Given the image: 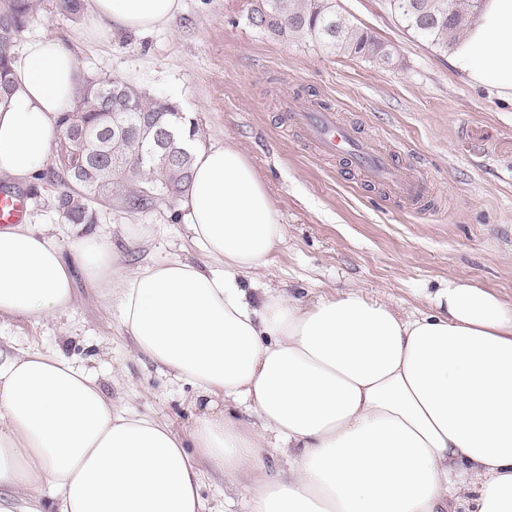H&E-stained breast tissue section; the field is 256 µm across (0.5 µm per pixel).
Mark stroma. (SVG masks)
I'll return each instance as SVG.
<instances>
[{
	"label": "stroma",
	"mask_w": 512,
	"mask_h": 512,
	"mask_svg": "<svg viewBox=\"0 0 512 512\" xmlns=\"http://www.w3.org/2000/svg\"><path fill=\"white\" fill-rule=\"evenodd\" d=\"M252 0H181L164 28L93 37L83 20L44 0L24 43L62 39L88 77L121 78L148 96L176 101L198 119L203 143H233L267 184L285 240L263 281L304 299L349 289L406 315L428 312L425 290L471 281L512 298V102L476 87L450 57L403 30L386 0H336V8L386 45L389 65L322 50L251 25ZM336 109L360 136L402 146L401 161L432 187L434 209L417 211L364 181L341 158L316 156L287 130L283 100ZM50 169L0 188L27 193L28 226L66 243L74 235L54 209ZM123 270L173 259L205 264L178 203L128 212L106 207L95 226ZM75 299L54 319L0 315V355L53 349L94 370L117 409L149 413L188 434L209 414L206 399L133 351L116 300L75 271ZM207 512H249L252 482L202 466Z\"/></svg>",
	"instance_id": "obj_1"
}]
</instances>
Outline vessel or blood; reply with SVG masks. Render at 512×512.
Segmentation results:
<instances>
[{"label": "vessel or blood", "mask_w": 512, "mask_h": 512, "mask_svg": "<svg viewBox=\"0 0 512 512\" xmlns=\"http://www.w3.org/2000/svg\"><path fill=\"white\" fill-rule=\"evenodd\" d=\"M287 120L317 154L345 158L368 182L383 186L391 198L416 207L427 199L428 183L403 166L396 151L362 140L334 109L314 105L301 110L292 106ZM26 200L20 192H0V224L23 223Z\"/></svg>", "instance_id": "vessel-or-blood-1"}]
</instances>
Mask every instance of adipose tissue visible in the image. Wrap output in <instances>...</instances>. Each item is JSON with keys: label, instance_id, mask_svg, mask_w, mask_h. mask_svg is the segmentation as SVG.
<instances>
[{"label": "adipose tissue", "instance_id": "1", "mask_svg": "<svg viewBox=\"0 0 512 512\" xmlns=\"http://www.w3.org/2000/svg\"><path fill=\"white\" fill-rule=\"evenodd\" d=\"M179 10L180 0H91L88 32H149ZM450 63L512 98V0H483ZM76 82L60 41L28 45L0 108V175L25 182L44 169ZM181 208L212 267L175 259L121 275L97 234L63 245L21 224L0 229V315L68 310L79 266L115 286L137 353L253 423L214 412L185 438L117 410L61 351L22 352L0 363V512H204L202 460L251 477V512H447L461 500L467 512H512V303L456 279L418 316L357 289L307 301L245 287L285 226L230 143L194 147ZM272 446L287 452V475L267 476Z\"/></svg>", "mask_w": 512, "mask_h": 512}]
</instances>
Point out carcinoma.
<instances>
[{"mask_svg":"<svg viewBox=\"0 0 512 512\" xmlns=\"http://www.w3.org/2000/svg\"><path fill=\"white\" fill-rule=\"evenodd\" d=\"M482 0H389L402 28L441 52L463 36ZM41 0H0V105L14 90L15 51ZM253 26L278 37L302 35L331 53H348L391 64V53L368 31L336 9L335 0H252ZM180 123L189 140L202 139L199 124L167 98H148L112 77H84L71 108L58 116L53 174L60 189L55 210L65 224L90 227L99 207L121 201L140 211L185 195L191 182L192 152L186 141L164 138Z\"/></svg>","mask_w":512,"mask_h":512,"instance_id":"obj_1","label":"carcinoma"}]
</instances>
